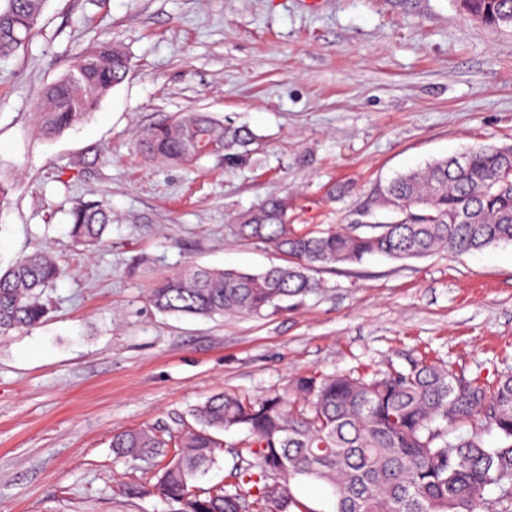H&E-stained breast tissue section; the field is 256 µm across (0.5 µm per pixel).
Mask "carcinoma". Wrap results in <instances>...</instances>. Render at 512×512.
<instances>
[{"label": "carcinoma", "instance_id": "cac0c4a2", "mask_svg": "<svg viewBox=\"0 0 512 512\" xmlns=\"http://www.w3.org/2000/svg\"><path fill=\"white\" fill-rule=\"evenodd\" d=\"M47 2L0 0V59L25 47ZM463 9L488 25H512V0H467ZM128 71L119 45L91 46L44 90L34 112L39 133L52 137L81 123ZM252 143L250 131L207 112L177 113L138 137L148 165L209 156L241 164ZM380 198L404 208L391 222L365 224L366 232L298 228L289 223L288 197L272 198L243 215L232 234L287 255L288 264L256 273L190 265L159 277L149 301L176 315L259 316L317 291V267L512 243V149H474L463 167L453 158L436 160L390 181ZM110 224L112 210L102 202L80 201L69 233L95 249ZM60 276L47 251L0 271V337L44 321V291ZM193 418L195 425L172 441L151 430L112 438L117 455L157 468L152 491L178 504V512H319L296 493L307 480L326 486L329 512H481L489 487L497 491L494 512H512V375L490 386L425 360L406 367L390 361L384 371L298 376L286 394L261 400L218 393ZM231 429L247 431L233 451V481L200 485L216 463V434ZM487 429L497 432V446L486 445Z\"/></svg>", "mask_w": 512, "mask_h": 512}]
</instances>
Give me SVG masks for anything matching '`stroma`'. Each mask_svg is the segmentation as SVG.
Returning <instances> with one entry per match:
<instances>
[{"instance_id":"35a3bbf8","label":"stroma","mask_w":512,"mask_h":512,"mask_svg":"<svg viewBox=\"0 0 512 512\" xmlns=\"http://www.w3.org/2000/svg\"><path fill=\"white\" fill-rule=\"evenodd\" d=\"M127 78L47 140V84L98 40ZM250 129L245 163L145 166L139 132L179 112ZM512 145V27L460 0H48L0 60V268L46 250L63 270L46 320L0 339V512H175L132 498L146 462L126 430L178 433L212 395L259 399L295 376L421 356L495 383L512 374V243L316 269L321 288L260 317L173 316L148 301L189 265L260 271L284 257L229 234L268 198L290 221L387 220L378 191L443 157ZM79 200L112 209L104 246L69 235Z\"/></svg>"}]
</instances>
